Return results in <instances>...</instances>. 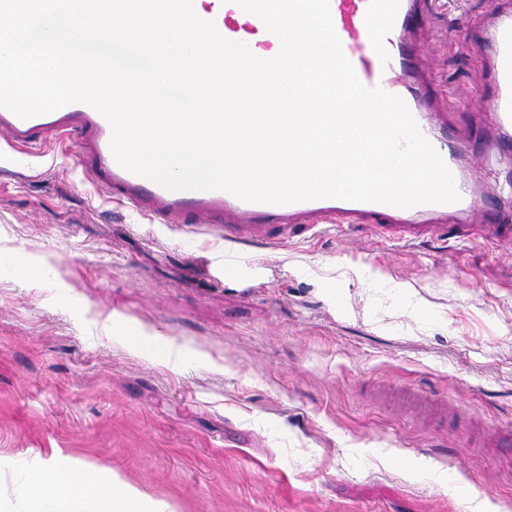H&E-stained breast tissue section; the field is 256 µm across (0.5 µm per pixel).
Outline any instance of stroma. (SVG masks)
Listing matches in <instances>:
<instances>
[{"instance_id": "stroma-1", "label": "stroma", "mask_w": 512, "mask_h": 512, "mask_svg": "<svg viewBox=\"0 0 512 512\" xmlns=\"http://www.w3.org/2000/svg\"><path fill=\"white\" fill-rule=\"evenodd\" d=\"M492 2L422 0L408 36L467 177L496 140ZM80 152L0 166V260L39 271L0 275V498L55 457L170 512H468L445 470L512 512V247L333 224L230 243L111 200Z\"/></svg>"}]
</instances>
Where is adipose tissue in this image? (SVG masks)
<instances>
[{
	"mask_svg": "<svg viewBox=\"0 0 512 512\" xmlns=\"http://www.w3.org/2000/svg\"><path fill=\"white\" fill-rule=\"evenodd\" d=\"M24 512H164L161 503L113 476L48 459L18 488Z\"/></svg>",
	"mask_w": 512,
	"mask_h": 512,
	"instance_id": "obj_1",
	"label": "adipose tissue"
}]
</instances>
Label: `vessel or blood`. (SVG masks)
<instances>
[{
    "instance_id": "b4317fda",
    "label": "vessel or blood",
    "mask_w": 512,
    "mask_h": 512,
    "mask_svg": "<svg viewBox=\"0 0 512 512\" xmlns=\"http://www.w3.org/2000/svg\"><path fill=\"white\" fill-rule=\"evenodd\" d=\"M329 7L343 53L360 81L367 87L379 86L400 96L447 167L456 169L459 144L449 133L438 130L426 115L412 83L416 54L403 35L416 20V0H329ZM200 16L213 21L218 32L232 41L239 40L241 33L254 31L252 25L245 23L246 13L235 0H214ZM484 47L492 59L494 92L483 100L482 106L492 112L501 140L512 143V12L498 16ZM65 135H77L84 141L82 168L107 194L117 195L134 210L169 224L188 216L194 223L223 228L228 240L261 239L270 226L288 220L330 224L370 220L374 231L408 242L438 232L436 218H465L475 209V189L461 179L455 182L459 201L410 208L333 198L268 204L247 202L224 191L173 192L116 162L110 148L111 126L88 104L72 103L28 119L0 108V136L18 151Z\"/></svg>"
}]
</instances>
